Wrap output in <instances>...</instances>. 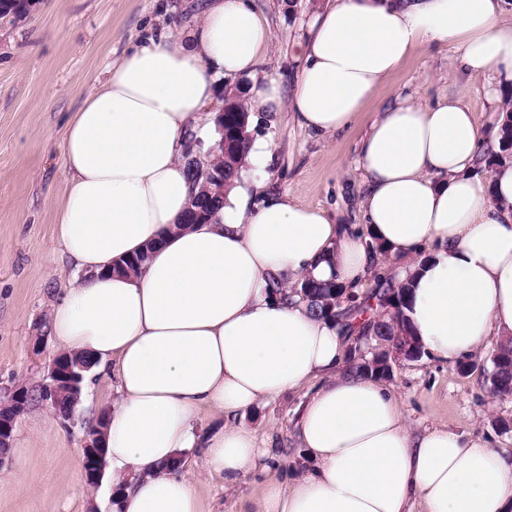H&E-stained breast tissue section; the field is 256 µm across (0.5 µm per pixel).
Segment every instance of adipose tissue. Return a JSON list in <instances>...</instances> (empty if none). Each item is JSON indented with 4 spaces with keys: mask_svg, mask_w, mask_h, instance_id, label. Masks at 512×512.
<instances>
[{
    "mask_svg": "<svg viewBox=\"0 0 512 512\" xmlns=\"http://www.w3.org/2000/svg\"><path fill=\"white\" fill-rule=\"evenodd\" d=\"M504 4L335 0L310 21L289 91L256 75L270 32L250 0H204L199 23L108 63L61 145L58 237L86 277L51 329L64 354L115 382L103 436L112 512H200L193 478L171 463L195 446L204 409L225 418L204 470L229 486L265 476L242 512H512V461L479 438L412 432L395 390L346 370L351 335L291 293L305 278L359 292L391 260L410 285L411 332L432 356L453 364L512 337V161L464 93L376 112L357 156L362 232L238 180L208 223L187 224L184 165L190 141L209 136L205 109L222 77L252 76L255 107L321 135L355 124L419 50L447 44L469 75L512 81ZM146 248L141 272H111ZM306 387L295 437L307 466L285 486L239 418Z\"/></svg>",
    "mask_w": 512,
    "mask_h": 512,
    "instance_id": "1",
    "label": "adipose tissue"
}]
</instances>
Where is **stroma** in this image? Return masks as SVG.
I'll list each match as a JSON object with an SVG mask.
<instances>
[{
    "label": "stroma",
    "mask_w": 512,
    "mask_h": 512,
    "mask_svg": "<svg viewBox=\"0 0 512 512\" xmlns=\"http://www.w3.org/2000/svg\"><path fill=\"white\" fill-rule=\"evenodd\" d=\"M271 38L264 71L292 86L295 55L306 22L333 0H251ZM196 0H35L29 16L0 20V404L18 384L41 392L59 354L50 332V313L69 288L76 269L62 254L56 214L66 189L61 141L69 117L98 82L110 60L138 40L197 21ZM467 89L466 102L481 128L495 129L500 114L482 80L466 74L457 51L437 47L413 54L376 93L388 101L397 93L425 105ZM367 107L357 123L334 136L300 129L289 113L256 115L254 136L272 139L264 168L245 165L247 177L319 209L338 224L362 221L361 175L356 146L374 116ZM493 344L474 356L466 374L429 356L400 361L388 386L404 402L411 429L440 427L478 437L512 454V397L492 395L485 370ZM304 397L289 392L261 403L243 418L263 437L279 480L290 483L304 466L293 425ZM112 406L109 381L86 377L70 417L45 401L20 415L9 457L0 465V512H109L107 482L89 486L83 467L87 428ZM203 512H240L262 492L263 477L249 472L233 490L224 481L193 469Z\"/></svg>",
    "instance_id": "35a3bbf8"
}]
</instances>
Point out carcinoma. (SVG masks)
Wrapping results in <instances>:
<instances>
[{"label":"carcinoma","instance_id":"1","mask_svg":"<svg viewBox=\"0 0 512 512\" xmlns=\"http://www.w3.org/2000/svg\"><path fill=\"white\" fill-rule=\"evenodd\" d=\"M33 0H0V19L11 23L25 19ZM250 113L227 112L224 114L225 132L232 135L234 148L224 157V186L238 177L243 169L248 153L246 127ZM224 204V198L211 197L200 191L190 203L187 223L196 224L197 213L212 216ZM148 260V252L123 258L113 264L117 273L135 272L143 268ZM409 288L404 282L393 278L376 277L374 287L363 295H357L334 283H322L306 279L296 286L295 294L307 302L311 311L322 317L336 316L343 319L342 328L346 333L356 334V340L365 344L403 343L410 346L418 358L425 352L415 341L405 322L403 309L406 305ZM491 369L488 374L489 391L499 397L512 396V338L497 345L490 356Z\"/></svg>","mask_w":512,"mask_h":512}]
</instances>
